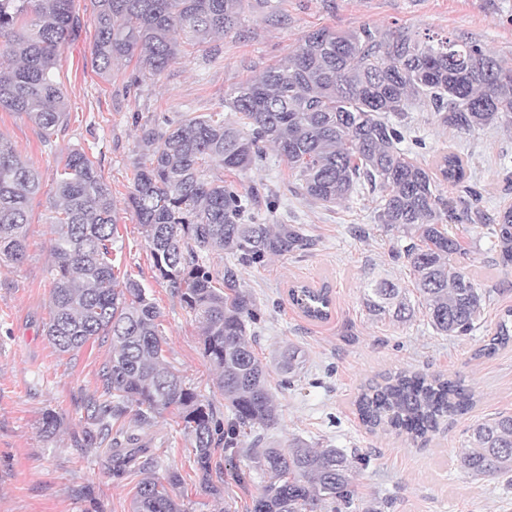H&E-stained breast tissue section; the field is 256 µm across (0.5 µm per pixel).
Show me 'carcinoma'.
<instances>
[{
    "instance_id": "1",
    "label": "carcinoma",
    "mask_w": 512,
    "mask_h": 512,
    "mask_svg": "<svg viewBox=\"0 0 512 512\" xmlns=\"http://www.w3.org/2000/svg\"><path fill=\"white\" fill-rule=\"evenodd\" d=\"M73 3L0 0V111L25 115L46 143L64 123L65 92L55 71L61 49L82 28ZM247 6L249 0H90L96 29L92 68L106 77L113 65L135 57L142 75L158 79L180 54L172 34L210 42L237 31ZM416 102L460 132L500 122L511 126L512 64L466 39L420 41L400 29L369 26L354 32L322 28L227 94L225 103L238 121L188 113L163 126L141 127L146 161L137 162L129 204L156 277L202 324V355L232 411L228 425L212 402L171 370L159 311L145 288L131 277H115L116 208L97 161L79 150L60 158L50 188L56 198L55 274L46 335L61 354L100 337L112 341L101 373L102 400L88 408L96 431L74 438L75 447L110 445L113 425L126 417L149 425L171 410L191 440L207 487L216 450L229 452L231 463L241 452V438L252 437L249 459L264 484L252 496L251 512L351 506L355 470L344 449L315 448L296 438L285 450L266 440L263 431L277 423L276 406L267 365L247 334L255 308L242 270L302 251L310 239L292 224L245 217L249 199L210 175V163L246 171L272 146L307 198L335 204L361 190L378 194V222L409 240L397 257L410 268L432 328L466 335L484 310L487 292L453 264L462 247L445 222L472 221L478 196L468 189L448 200L439 194L437 179L458 184L465 178L459 154H442L433 172L401 148L408 136L405 112ZM43 188L38 172L0 136V265L22 262L29 204ZM497 226L500 261L511 265L512 206L500 212ZM213 254L232 260L216 271L209 263ZM289 297L305 317L328 318L327 289L296 286ZM364 300L377 317L403 321L411 315L404 289L387 280L367 285ZM511 342L509 307L474 357H491ZM303 363L294 348L278 361L292 377ZM473 404V390L461 382L410 371L369 381L354 401L369 431L404 434L413 442L427 441L441 422ZM457 465L476 477L511 475L512 415L477 424ZM180 484L175 471L162 479L145 477L132 512H182L173 496Z\"/></svg>"
}]
</instances>
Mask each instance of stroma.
<instances>
[{
	"label": "stroma",
	"instance_id": "35a3bbf8",
	"mask_svg": "<svg viewBox=\"0 0 512 512\" xmlns=\"http://www.w3.org/2000/svg\"><path fill=\"white\" fill-rule=\"evenodd\" d=\"M74 9L83 26L61 49L57 66L66 103L61 131L47 146L26 116L0 111V136L47 181L68 150L84 151L98 162L117 208L120 250L114 271L132 274L146 288L160 312L167 361L220 410L224 396L202 356L201 327L156 279L141 226L127 203L140 123L176 120L188 112H220L235 121L225 93L321 28L399 27L421 40L459 36L512 63V0H266L245 10L237 32L212 45L182 40L177 61L160 79L134 84L135 61L120 62L108 79L92 70L95 28L89 0H75ZM274 13L282 15L281 23L271 21ZM408 116L413 135L425 144L419 161L432 162L450 149L468 162L464 185L443 181L439 192L453 198L467 185L480 195V218L457 229L466 253L455 263L491 299L465 336L437 334L421 304L403 323L369 314L363 296L369 282L386 278L404 288L412 285L408 268L392 257L406 240L377 223L371 195L357 193L326 206L292 194L286 189L292 180L288 167L272 150L261 165L243 172L218 164L211 168L239 190L257 184L276 192L274 210L258 203V217L296 225L314 241L306 252L276 256L242 273L260 313L253 327L255 348L268 365L277 405L278 422L268 436L283 448L300 438L354 456L355 493L348 512H365L377 503L382 512H512V485L506 479L468 475L456 462L474 425L500 412L512 414V345L490 359L474 356L512 307V266L501 264L489 229L497 211L512 205V133L499 125L459 132L442 126L421 104ZM54 204L47 190L33 200L25 259L0 266V512H130L143 478L138 467L123 465L109 447L78 448L73 442L91 427L87 408L102 393L100 375L111 341L99 339L61 354L45 332L52 312ZM296 285L329 288L327 320H310L291 303L288 291ZM291 346L305 367L285 387L277 361ZM404 369L462 380L475 393L472 409L442 422L423 446L369 432L353 405L362 384ZM48 412L62 420L50 438L40 430ZM123 426L135 436L141 458L156 460L155 476L172 470L181 475L176 493L184 512H250L261 476L251 472L246 456L228 464L216 453L221 469L213 480L221 494L215 497L204 490L190 441L174 416L164 414L143 428L128 419ZM241 470L250 471L251 484L238 482Z\"/></svg>",
	"mask_w": 512,
	"mask_h": 512
}]
</instances>
